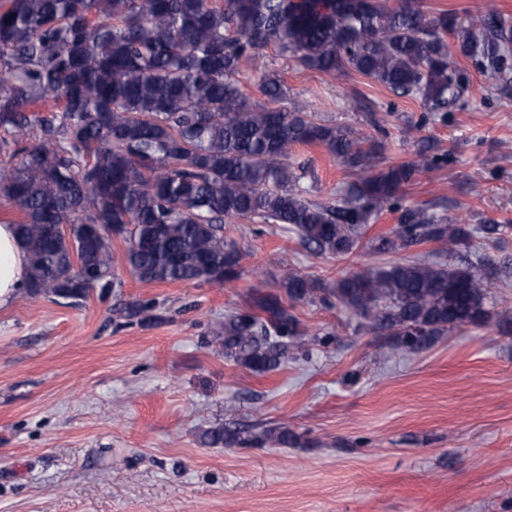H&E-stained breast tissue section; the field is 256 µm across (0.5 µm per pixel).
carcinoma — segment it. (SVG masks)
Wrapping results in <instances>:
<instances>
[{
  "instance_id": "1",
  "label": "carcinoma",
  "mask_w": 512,
  "mask_h": 512,
  "mask_svg": "<svg viewBox=\"0 0 512 512\" xmlns=\"http://www.w3.org/2000/svg\"><path fill=\"white\" fill-rule=\"evenodd\" d=\"M450 33L462 57L508 81L512 18L492 4L461 26L446 11L425 17L412 0H4L0 200L17 213L28 292L84 300L121 285L119 260L143 282L222 284L245 259L224 225L259 219L288 227L316 255L396 258L330 284L289 271L277 290L257 289L248 309L224 315L214 329L224 357L253 374L304 345L287 300L334 298L403 355L489 323L490 290L512 258L497 268L442 261L469 245L464 220L402 203L429 161L444 158L387 163L363 130L288 108L275 75L261 73V101L239 80L242 61L272 46L303 67L358 74L446 112L462 92ZM298 145L325 148L357 179L331 202L303 195L291 161ZM386 208L398 224L366 238ZM511 229L488 222L479 232L496 245ZM115 237L126 243L119 256ZM426 244L439 249L398 256ZM199 439L263 448L300 436L220 424Z\"/></svg>"
}]
</instances>
